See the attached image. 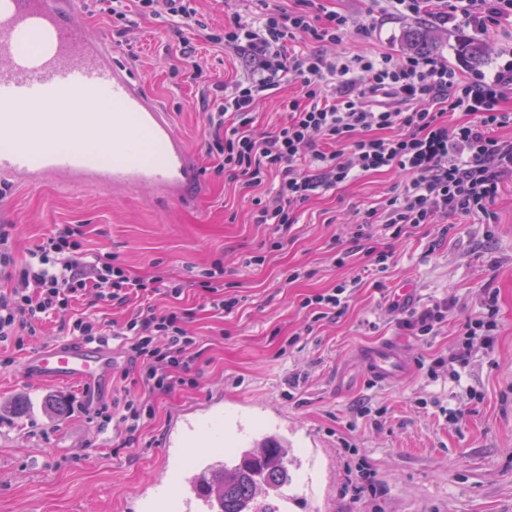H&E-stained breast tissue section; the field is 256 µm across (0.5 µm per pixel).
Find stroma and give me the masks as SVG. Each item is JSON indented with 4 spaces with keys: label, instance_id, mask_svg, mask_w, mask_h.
<instances>
[{
    "label": "stroma",
    "instance_id": "1",
    "mask_svg": "<svg viewBox=\"0 0 512 512\" xmlns=\"http://www.w3.org/2000/svg\"><path fill=\"white\" fill-rule=\"evenodd\" d=\"M412 19L389 18L345 43L349 53L403 52ZM178 40L155 21L138 30L136 58L118 55L168 112L195 157L202 190L192 204L166 201L150 190L113 196L105 189L67 190L47 183L8 186L7 216L15 226L14 252L24 260L58 225H75L84 248L116 255L137 275L161 265L184 279L218 263L243 302L218 317L197 292L182 301L200 338L198 385L151 395L155 415L132 444L104 438L81 388L37 385L21 372L29 351L64 338L58 323L26 337L14 363L0 368V512H121L164 464L163 437L173 414L219 391L246 406L275 410L294 439L292 476L305 483L299 512H512V179L493 209L495 219L456 221L446 237L426 224L373 244L395 254L385 283L400 303L444 300L448 313L436 335L402 330L388 301L371 282L349 293L342 314L311 323L302 301L350 279L364 255L342 258L356 211L400 183L393 172H373L310 200L282 249L268 248L270 226L254 223L249 199L225 182L206 152L209 132L194 104L197 87L174 78ZM262 252V264L242 267ZM300 267L304 278L287 281ZM497 293L499 324L490 351L476 352L456 375L430 379L412 369L386 385L370 384L356 357L379 340L401 342L411 360L447 354L465 316ZM300 374L299 389L288 378ZM368 402L372 413L356 408ZM374 476L383 494L355 496L358 470Z\"/></svg>",
    "mask_w": 512,
    "mask_h": 512
}]
</instances>
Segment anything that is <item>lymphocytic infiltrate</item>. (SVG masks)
I'll return each mask as SVG.
<instances>
[{"instance_id": "lymphocytic-infiltrate-1", "label": "lymphocytic infiltrate", "mask_w": 512, "mask_h": 512, "mask_svg": "<svg viewBox=\"0 0 512 512\" xmlns=\"http://www.w3.org/2000/svg\"><path fill=\"white\" fill-rule=\"evenodd\" d=\"M112 20L115 46L132 50L141 18L166 26L178 39L181 66L176 74L198 84L204 119L212 131L208 154L217 156L225 180L250 198L253 219L278 234L275 248L297 222L298 209L323 191L368 172L393 171L405 181L376 206L363 210L346 250L365 254L362 272L385 290L382 279L393 252L367 245L375 230L400 236L407 227L437 218L492 217L505 177L512 176V111L503 106L512 95V47L497 54L494 71L462 76L437 56L349 54L341 44L355 31L375 28L384 14L421 15L452 28L485 35L512 27V0H372L357 18L328 9L324 0H294L291 8H263L222 28L207 30L197 0H95ZM207 30L210 44L241 55L246 68L228 82L211 81L191 33ZM301 88L290 100L282 122L269 130L254 126L260 99L285 80ZM449 112L465 113V122L448 125ZM14 225H0V274L10 288L0 290V347L22 349L44 322L55 320L69 336L90 344L119 342L129 358L121 379L136 375L143 394L124 390L98 415L100 433L117 428L139 432L154 416L148 397L196 386L198 336L179 305L187 283L155 270L133 275L109 254L89 255L76 228L58 227L16 262L11 248ZM223 266L202 269L192 283L217 312H232L238 297L224 292ZM171 300L165 310L149 301L156 294ZM144 307L120 321L103 322L98 305L125 307L131 298ZM83 312H74L76 303ZM496 295L487 292L485 309L465 317L461 343L428 367L467 364L476 350H490L497 329Z\"/></svg>"}]
</instances>
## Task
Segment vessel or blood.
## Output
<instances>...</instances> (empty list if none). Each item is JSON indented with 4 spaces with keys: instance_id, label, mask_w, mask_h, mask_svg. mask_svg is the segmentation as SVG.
Wrapping results in <instances>:
<instances>
[{
    "instance_id": "1",
    "label": "vessel or blood",
    "mask_w": 512,
    "mask_h": 512,
    "mask_svg": "<svg viewBox=\"0 0 512 512\" xmlns=\"http://www.w3.org/2000/svg\"><path fill=\"white\" fill-rule=\"evenodd\" d=\"M77 13L78 0H0V50L10 58L0 76V174L31 186L47 180L72 189L146 186L191 202L202 187L199 169L168 113L115 62L111 42L77 23ZM78 100L100 105L94 118L111 134L106 149L88 144L81 117L70 110ZM60 136L68 147L54 146ZM358 356L379 384L409 368L404 350L390 339ZM115 363L112 347L57 340L29 355L22 373L43 384L79 385L93 400ZM224 405L218 393L173 415L163 443L170 467L126 500L124 512H222L208 480L238 468L254 449L291 447L286 428L252 432L246 406L228 419ZM229 437L236 448L228 454ZM291 487L287 480L267 490L264 499L273 512H289Z\"/></svg>"
}]
</instances>
